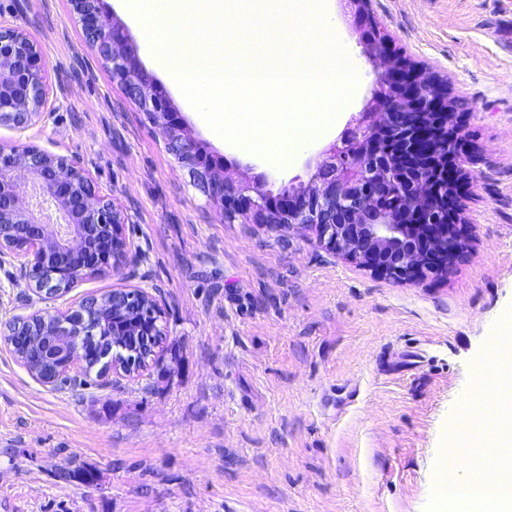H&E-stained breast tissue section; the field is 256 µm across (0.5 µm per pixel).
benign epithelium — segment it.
I'll return each instance as SVG.
<instances>
[{"instance_id": "1", "label": "benign epithelium", "mask_w": 512, "mask_h": 512, "mask_svg": "<svg viewBox=\"0 0 512 512\" xmlns=\"http://www.w3.org/2000/svg\"><path fill=\"white\" fill-rule=\"evenodd\" d=\"M350 4L367 22L362 40L375 61L379 90L341 137V147L331 145L317 164L308 188L288 184L274 193L263 175L239 184L221 177L186 137L182 117L138 65L123 31L104 22L99 0H73L112 79L161 125L169 151L226 218L283 234L312 228L328 250L380 275L409 281L446 277L467 253L457 224L463 168L454 154L438 152L448 130V88L391 53L389 38L370 22L369 0ZM38 58L26 32L0 27V126L23 131L44 108ZM123 224V212L96 188L79 160L0 143V255L14 254L38 298L64 294L77 264L88 274L124 276ZM111 294L117 309L148 297L127 288ZM98 304V297L87 296L60 318L81 322L84 309ZM84 363V350L74 348L55 377L42 384L53 386Z\"/></svg>"}]
</instances>
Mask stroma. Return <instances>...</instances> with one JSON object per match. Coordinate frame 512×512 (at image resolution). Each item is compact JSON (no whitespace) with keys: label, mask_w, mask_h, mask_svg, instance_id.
Masks as SVG:
<instances>
[{"label":"stroma","mask_w":512,"mask_h":512,"mask_svg":"<svg viewBox=\"0 0 512 512\" xmlns=\"http://www.w3.org/2000/svg\"><path fill=\"white\" fill-rule=\"evenodd\" d=\"M103 0L198 149L224 177L307 186L374 88L347 0H328L360 79L336 124L280 169L240 153L154 65L145 23ZM392 50L448 87L467 144V256L444 279L399 281L333 255L313 229L225 218L129 100L70 0H0V25L41 53L47 104L0 142L79 159L126 217L124 276L56 300L0 256V325L140 288L177 355L133 375L43 385L0 339V512H438L443 451L512 337V0H370Z\"/></svg>","instance_id":"35a3bbf8"}]
</instances>
